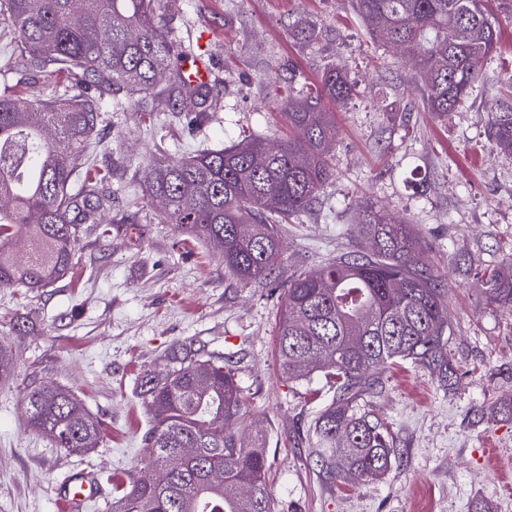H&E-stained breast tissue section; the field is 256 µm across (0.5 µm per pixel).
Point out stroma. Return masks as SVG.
<instances>
[{"label": "stroma", "mask_w": 512, "mask_h": 512, "mask_svg": "<svg viewBox=\"0 0 512 512\" xmlns=\"http://www.w3.org/2000/svg\"><path fill=\"white\" fill-rule=\"evenodd\" d=\"M158 7L173 35L193 41L212 64L218 109L189 126L171 112L148 123L107 103L101 131L125 172L122 204L102 216L109 236L84 233L73 272L52 287L0 286V345L13 355L14 378L0 383V512H59L54 489L75 473L98 476L110 499L109 478L149 459V414L136 378L161 371L177 341L233 355L246 396L238 425L267 436L280 512H474L480 502L512 512V417L498 412L512 400V311L479 291L482 276L512 255V158L489 135L492 114L507 100L499 79L512 74V17H499L502 41L483 63L481 93L437 119L411 67L371 40L351 0H159ZM306 16L321 29L307 46L291 37ZM331 63L358 93L329 106L338 128L334 177L285 225L278 278L361 250V203L408 218L425 260L448 285V352L459 374L445 391L407 362L384 371L359 406L395 433L398 459L384 478L362 484L331 478L316 454L312 425L335 395L332 381L279 371L281 291L238 280L213 246L162 223L139 179L160 145L180 160L246 136H287L275 89L318 82ZM381 86L388 98L377 97ZM462 256L471 261L465 273ZM18 316L21 335L11 329ZM40 380L77 390L104 417L100 448L68 455L27 428L17 386Z\"/></svg>", "instance_id": "35a3bbf8"}]
</instances>
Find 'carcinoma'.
I'll list each match as a JSON object with an SVG mask.
<instances>
[{"label":"carcinoma","mask_w":512,"mask_h":512,"mask_svg":"<svg viewBox=\"0 0 512 512\" xmlns=\"http://www.w3.org/2000/svg\"><path fill=\"white\" fill-rule=\"evenodd\" d=\"M157 0H0L12 71L37 82L64 78L63 92L28 100L0 92V285L48 288L73 268L87 225L109 235L101 215L117 199L112 163L92 154L101 104L122 93L134 111L176 112L188 123L218 103L217 82L191 85L177 60L191 54L175 41ZM372 39L411 61L428 111L446 116L471 98L500 28L487 0H352ZM315 23L294 37L313 43ZM356 94L332 64L319 84L281 98L291 135L271 143L246 137L182 161L159 158L140 181L162 203V219L214 245L238 279L268 280L284 261L283 224L310 209L333 177V113L325 101ZM490 133L512 157V103ZM83 177L80 186L75 180ZM366 250L340 254L321 268L288 277L277 313L276 354L283 374L333 380L336 395L316 418L322 467L334 477L375 481L396 461L397 437L379 418L357 410L383 370L410 361L439 387L458 373L448 356L446 283L422 257L414 226L363 205ZM21 244L17 260L13 247ZM490 303L512 309V257L485 278ZM151 416L143 441L147 466L112 480L107 512H278L259 434L236 427L244 391L232 358L187 341L173 343L167 369L137 382ZM30 429L70 455L100 447L102 418L54 382L20 389ZM194 449L190 456L183 450Z\"/></svg>","instance_id":"cac0c4a2"}]
</instances>
